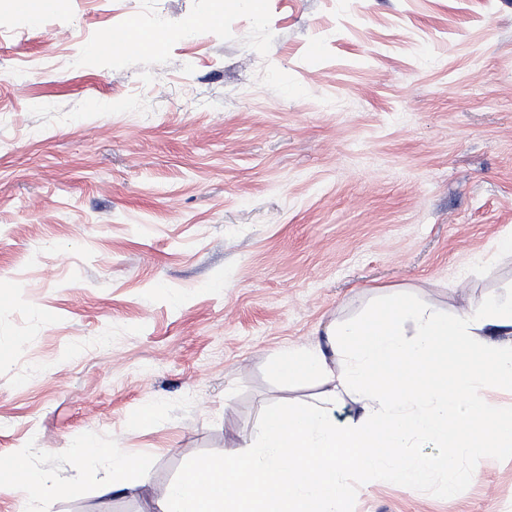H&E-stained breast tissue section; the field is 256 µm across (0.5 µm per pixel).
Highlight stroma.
Instances as JSON below:
<instances>
[{
  "label": "stroma",
  "instance_id": "obj_1",
  "mask_svg": "<svg viewBox=\"0 0 512 512\" xmlns=\"http://www.w3.org/2000/svg\"><path fill=\"white\" fill-rule=\"evenodd\" d=\"M509 237L512 0H0V459L45 512H144L318 392L275 354L391 289H512ZM87 440L143 486L100 496ZM479 466L351 475L347 512H512V451ZM1 483L9 484L15 491L23 512H41L42 496L39 489L49 481V475L45 472L33 471L25 465L13 461L4 463L0 461Z\"/></svg>",
  "mask_w": 512,
  "mask_h": 512
}]
</instances>
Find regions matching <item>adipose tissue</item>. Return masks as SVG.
Masks as SVG:
<instances>
[{
  "instance_id": "obj_1",
  "label": "adipose tissue",
  "mask_w": 512,
  "mask_h": 512,
  "mask_svg": "<svg viewBox=\"0 0 512 512\" xmlns=\"http://www.w3.org/2000/svg\"><path fill=\"white\" fill-rule=\"evenodd\" d=\"M452 356V365H436ZM283 380L311 378L313 402L262 407L237 450L190 465L153 501L151 512H346L349 472L403 490L437 482L454 495L480 476L486 449L512 447V411L485 391L512 388V294H487L457 314L388 293L361 318L339 319L308 346L281 353ZM352 408L337 419L342 403ZM425 444L436 457H408ZM78 464L111 473L102 496L142 486L138 460L121 448L84 443ZM0 481L22 512H42L47 473L0 461Z\"/></svg>"
}]
</instances>
